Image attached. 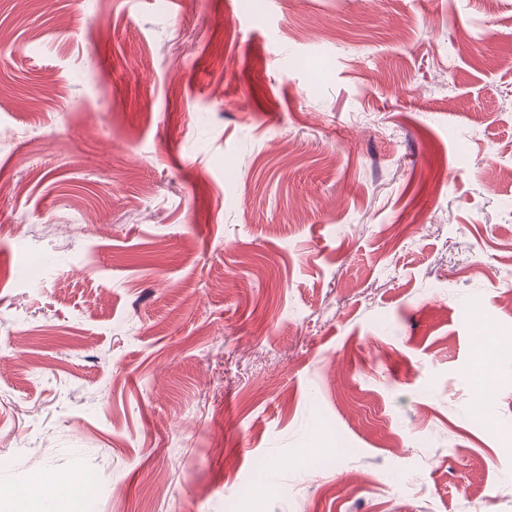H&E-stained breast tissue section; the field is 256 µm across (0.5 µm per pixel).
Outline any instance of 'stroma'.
<instances>
[{
	"instance_id": "stroma-1",
	"label": "stroma",
	"mask_w": 512,
	"mask_h": 512,
	"mask_svg": "<svg viewBox=\"0 0 512 512\" xmlns=\"http://www.w3.org/2000/svg\"><path fill=\"white\" fill-rule=\"evenodd\" d=\"M0 31V512H512V0ZM47 483H50L51 488L55 491L54 497L51 500L50 509L43 504L45 500L43 490ZM79 490L80 479L78 476H64L52 473L38 475L32 479L28 492L21 501L17 503V511L28 512L32 502H39L41 507L45 509L42 511L66 512L68 510H65V508L69 498L77 494Z\"/></svg>"
}]
</instances>
